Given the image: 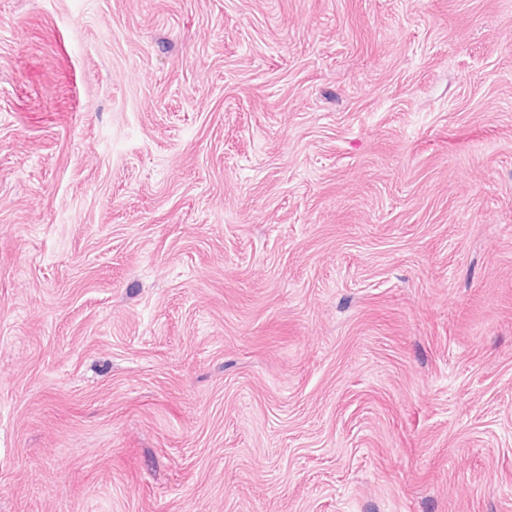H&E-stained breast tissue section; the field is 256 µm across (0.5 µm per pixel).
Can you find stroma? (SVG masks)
I'll return each instance as SVG.
<instances>
[{
    "label": "stroma",
    "instance_id": "35a3bbf8",
    "mask_svg": "<svg viewBox=\"0 0 512 512\" xmlns=\"http://www.w3.org/2000/svg\"><path fill=\"white\" fill-rule=\"evenodd\" d=\"M0 512H512V0H0Z\"/></svg>",
    "mask_w": 512,
    "mask_h": 512
}]
</instances>
